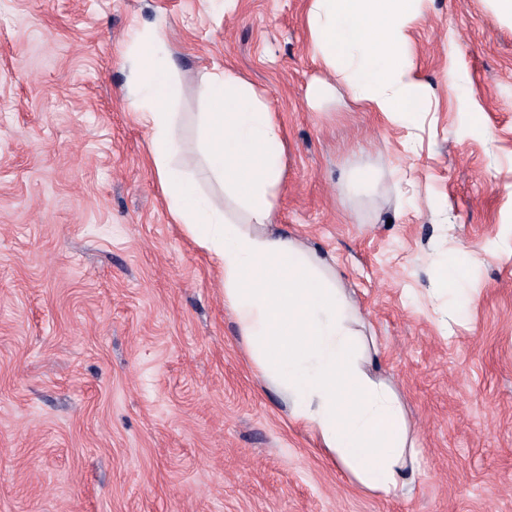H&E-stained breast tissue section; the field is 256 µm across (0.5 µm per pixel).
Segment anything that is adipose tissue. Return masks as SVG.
I'll return each instance as SVG.
<instances>
[{"label": "adipose tissue", "mask_w": 512, "mask_h": 512, "mask_svg": "<svg viewBox=\"0 0 512 512\" xmlns=\"http://www.w3.org/2000/svg\"><path fill=\"white\" fill-rule=\"evenodd\" d=\"M421 0H310L314 58L367 111L411 123L430 87L411 67L407 31ZM128 95L151 131L150 154L173 223L223 277L224 304L260 376L288 416L368 491L402 490L412 469L408 428L394 391L369 374L358 310L332 261L296 238L269 230L283 179L285 131L270 101L229 68L205 82L207 112L195 143L176 133L174 54L162 27L130 54ZM224 195L214 204L197 178Z\"/></svg>", "instance_id": "adipose-tissue-1"}]
</instances>
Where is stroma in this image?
<instances>
[{
	"instance_id": "obj_1",
	"label": "stroma",
	"mask_w": 512,
	"mask_h": 512,
	"mask_svg": "<svg viewBox=\"0 0 512 512\" xmlns=\"http://www.w3.org/2000/svg\"><path fill=\"white\" fill-rule=\"evenodd\" d=\"M308 4L0 0V512H512V25L423 0L408 49L433 95L399 125L341 85L309 105L329 73ZM161 20L185 140L224 66L280 112L277 227L355 302L411 491L364 490L287 417L172 223L127 95ZM452 252L462 306L439 286Z\"/></svg>"
}]
</instances>
